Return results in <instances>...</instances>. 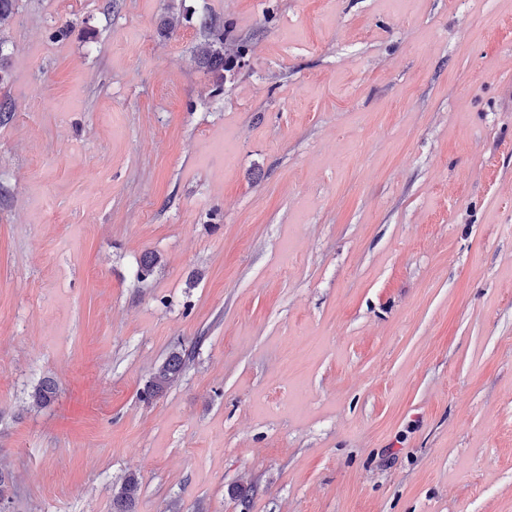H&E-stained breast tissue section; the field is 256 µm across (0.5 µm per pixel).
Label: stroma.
Segmentation results:
<instances>
[{
  "mask_svg": "<svg viewBox=\"0 0 512 512\" xmlns=\"http://www.w3.org/2000/svg\"><path fill=\"white\" fill-rule=\"evenodd\" d=\"M0 63V512H512V0H19ZM201 28L208 33V38L198 47V55L216 76V85L224 84V71L239 66L246 55L245 47L241 46L234 56H224V26L216 27L209 18L203 17ZM193 353V350L182 347L170 352L145 385L143 398L147 401L152 400L177 382L182 376L187 363L193 357ZM140 482L135 475H128L114 494L112 499L113 512H132L131 507L138 499Z\"/></svg>",
  "mask_w": 512,
  "mask_h": 512,
  "instance_id": "35a3bbf8",
  "label": "stroma"
}]
</instances>
